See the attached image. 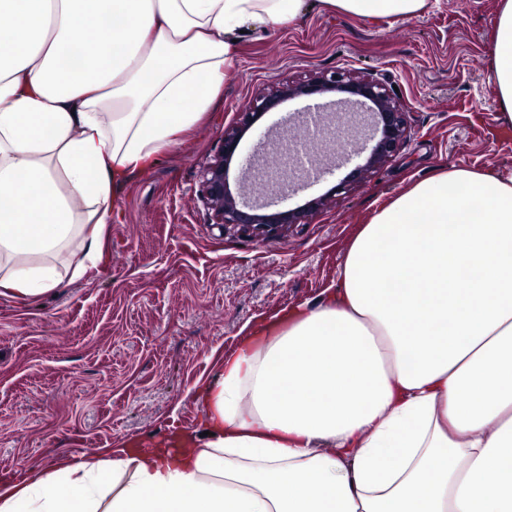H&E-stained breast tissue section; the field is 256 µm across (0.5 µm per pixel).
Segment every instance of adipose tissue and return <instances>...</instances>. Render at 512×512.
Returning a JSON list of instances; mask_svg holds the SVG:
<instances>
[{
	"mask_svg": "<svg viewBox=\"0 0 512 512\" xmlns=\"http://www.w3.org/2000/svg\"><path fill=\"white\" fill-rule=\"evenodd\" d=\"M318 4L408 20L430 0ZM307 8L0 0V288L97 267L120 193L212 110L243 32ZM488 80L512 126V0ZM200 405L193 430L0 488V512H512V173L444 168L376 210L336 284L254 323Z\"/></svg>",
	"mask_w": 512,
	"mask_h": 512,
	"instance_id": "ef3b65f1",
	"label": "adipose tissue"
}]
</instances>
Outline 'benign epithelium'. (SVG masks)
<instances>
[{
  "label": "benign epithelium",
  "mask_w": 512,
  "mask_h": 512,
  "mask_svg": "<svg viewBox=\"0 0 512 512\" xmlns=\"http://www.w3.org/2000/svg\"><path fill=\"white\" fill-rule=\"evenodd\" d=\"M343 94L323 107L328 113H303L285 120L282 131L259 143L255 159L241 172L239 195L230 189L228 174L238 156L240 142L261 117L282 103L304 97ZM372 131V145L364 164L328 195L315 197L303 206L267 211L276 195L318 173L323 154L330 159L358 149L363 131ZM409 134L403 107L385 83L347 71L316 74L304 81H280L259 92L239 113L235 126L224 131L219 150L202 173V196L212 211V221L263 242L278 238L323 210L332 197L350 190L367 174L383 167Z\"/></svg>",
  "instance_id": "benign-epithelium-1"
}]
</instances>
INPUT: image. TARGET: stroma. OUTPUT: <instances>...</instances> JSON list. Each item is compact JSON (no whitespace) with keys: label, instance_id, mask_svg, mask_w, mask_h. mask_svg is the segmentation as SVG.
I'll return each mask as SVG.
<instances>
[{"label":"stroma","instance_id":"1","mask_svg":"<svg viewBox=\"0 0 512 512\" xmlns=\"http://www.w3.org/2000/svg\"><path fill=\"white\" fill-rule=\"evenodd\" d=\"M495 11L496 0H434L419 17L371 22L312 8L245 35L205 127L123 191L103 263L35 300L0 295V469L16 482L196 427L198 390L244 327L334 284L374 209L442 167L512 172L486 72ZM337 70L396 86L410 126L398 152L284 237L212 223L201 174L239 112L272 83Z\"/></svg>","mask_w":512,"mask_h":512}]
</instances>
